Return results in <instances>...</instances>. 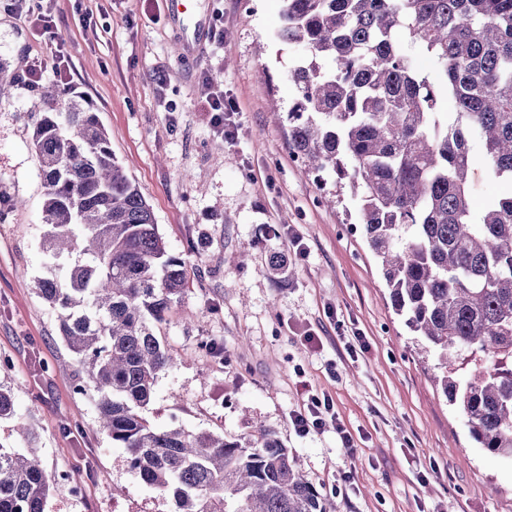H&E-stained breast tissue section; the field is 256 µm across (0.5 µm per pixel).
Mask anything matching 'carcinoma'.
<instances>
[{
    "mask_svg": "<svg viewBox=\"0 0 512 512\" xmlns=\"http://www.w3.org/2000/svg\"><path fill=\"white\" fill-rule=\"evenodd\" d=\"M282 2L279 36L302 51L288 149L348 184L396 314L436 356L435 382L471 438L512 460V0ZM41 96L38 287L100 427L175 512H329L276 435L161 430L142 416L173 363L159 333L187 265L96 113L55 86ZM448 101L455 111H441ZM478 166L496 186L479 209ZM50 489L35 452L0 446V512H44Z\"/></svg>",
    "mask_w": 512,
    "mask_h": 512,
    "instance_id": "carcinoma-1",
    "label": "carcinoma"
}]
</instances>
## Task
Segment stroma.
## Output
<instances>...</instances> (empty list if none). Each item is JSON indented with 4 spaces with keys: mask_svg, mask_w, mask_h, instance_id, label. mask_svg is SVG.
Listing matches in <instances>:
<instances>
[{
    "mask_svg": "<svg viewBox=\"0 0 512 512\" xmlns=\"http://www.w3.org/2000/svg\"><path fill=\"white\" fill-rule=\"evenodd\" d=\"M50 4L59 46L35 23ZM191 8L223 23V48L208 39L186 48L165 0H25L19 10L0 0V81L12 84L0 98V389L15 406L0 419V446L38 449L55 479L44 512H174L171 496L143 484L99 428L37 289L46 227L32 133L43 104L26 79L39 61L43 84L53 83L60 50L72 91L187 263L189 286L161 331L177 359L157 379L149 423L228 438L275 433L332 512H512V461L479 448L437 387L435 364H419L422 346L355 229L357 200L288 150V73L300 51L277 35L282 0ZM204 73L237 105L233 137L211 123ZM278 251L289 272L274 280L266 264ZM308 330L319 346L304 342ZM357 332L369 346L351 356L344 344ZM308 393L330 401L354 453L341 448L337 425L295 432L290 415Z\"/></svg>",
    "mask_w": 512,
    "mask_h": 512,
    "instance_id": "35a3bbf8",
    "label": "stroma"
}]
</instances>
